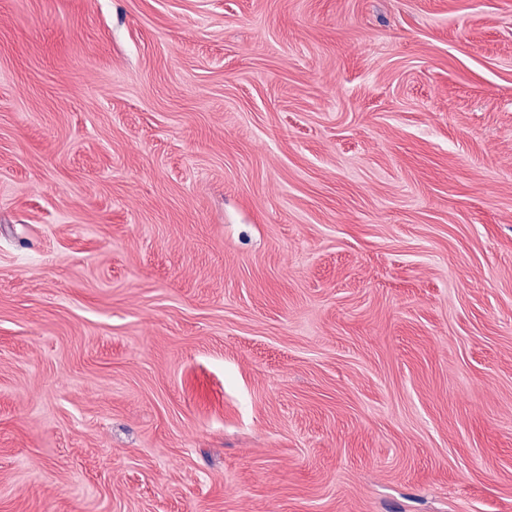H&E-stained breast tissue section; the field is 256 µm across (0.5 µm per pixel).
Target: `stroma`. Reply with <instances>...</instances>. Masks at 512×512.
<instances>
[{"label":"stroma","instance_id":"1","mask_svg":"<svg viewBox=\"0 0 512 512\" xmlns=\"http://www.w3.org/2000/svg\"><path fill=\"white\" fill-rule=\"evenodd\" d=\"M512 512V0H0V512Z\"/></svg>","mask_w":512,"mask_h":512}]
</instances>
